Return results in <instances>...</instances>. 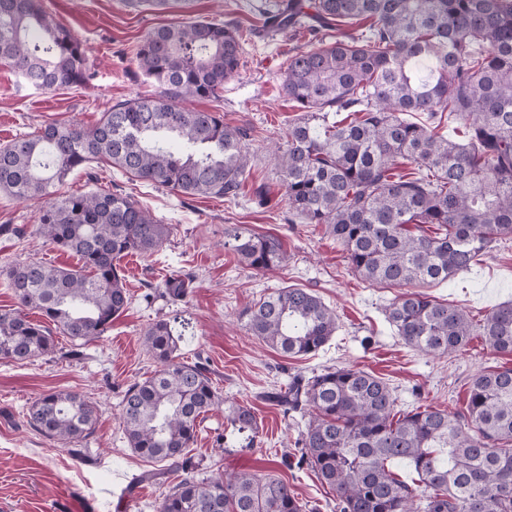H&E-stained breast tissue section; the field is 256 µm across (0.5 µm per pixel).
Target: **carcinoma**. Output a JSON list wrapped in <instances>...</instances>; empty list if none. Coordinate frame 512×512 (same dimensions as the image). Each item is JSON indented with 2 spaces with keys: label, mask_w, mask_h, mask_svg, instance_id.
Returning <instances> with one entry per match:
<instances>
[{
  "label": "carcinoma",
  "mask_w": 512,
  "mask_h": 512,
  "mask_svg": "<svg viewBox=\"0 0 512 512\" xmlns=\"http://www.w3.org/2000/svg\"><path fill=\"white\" fill-rule=\"evenodd\" d=\"M306 18L330 35L289 55L282 78L303 112L288 122L275 157L288 213L324 225L360 279L408 289L385 308L408 346L444 357L479 336L512 355V302L476 319L423 291L512 238V0H287L265 24L283 31ZM357 21L366 22L359 34L341 32ZM243 53L232 22L154 29L136 61L159 94L113 105L92 128L49 123L0 146V191L42 202L39 233L78 260L74 268H10L17 307L0 310L1 360L52 352L55 330L77 348L103 336L130 303L120 260L154 254L170 233L122 193L55 196L74 169L105 159L184 196L239 194L247 131L182 103L219 98ZM0 61L41 90L88 82L84 44L43 0H0ZM330 112L354 119L331 123ZM412 112L429 122L408 120ZM445 113L463 139L438 132ZM403 160L417 172L395 174ZM231 247L259 272L287 260L274 235H236ZM163 287L174 300L186 295L180 276ZM243 315L252 335L287 357L317 353L337 329L335 311L308 288H278ZM180 341L164 320L148 327L143 345L159 369L129 385L121 403L133 452L161 463L158 474L177 475L160 512H307L276 475L199 471L190 456L198 419L220 397L209 367L182 359ZM269 399L308 411L302 462L336 492L338 512H512V367L474 375L466 410L453 414L423 404L399 410L383 378L351 367L297 375ZM26 418L63 444L90 435L96 420L91 402L64 391L40 394ZM227 420L240 432L258 430L244 405H230ZM395 460L418 479H400L388 467Z\"/></svg>",
  "instance_id": "cac0c4a2"
}]
</instances>
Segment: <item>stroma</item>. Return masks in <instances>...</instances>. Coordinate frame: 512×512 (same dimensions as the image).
I'll return each instance as SVG.
<instances>
[{
	"label": "stroma",
	"mask_w": 512,
	"mask_h": 512,
	"mask_svg": "<svg viewBox=\"0 0 512 512\" xmlns=\"http://www.w3.org/2000/svg\"><path fill=\"white\" fill-rule=\"evenodd\" d=\"M56 21L88 48L92 74L86 86L38 90L10 66L0 63V146L46 123L96 125L116 103L157 95L158 87L138 69L135 52L151 30L182 22H232L244 40L243 65L227 81L219 99L199 101L225 123L251 130L250 167L237 198L186 197L158 188L132 174L94 161L73 171L61 194L106 190L133 196L172 231L150 257L120 261L131 302L112 329L72 354L66 337L53 354L33 362L0 360V512H158L164 484L140 481L152 465L130 448L120 424V404L132 383L152 375L155 360L142 345L145 330L159 320L188 324L180 353L189 362L207 363L221 404L205 414L192 454L204 473H268L288 481L314 512H336V494L323 487L299 458L306 416L284 412L271 393L293 376L311 377L328 368L351 366L382 377L409 410L430 404L464 411L468 381L489 366L512 365L480 339L460 351L434 357L397 336L385 318L398 289L372 286L355 277L348 260L324 226L289 222L285 191L271 149L284 141L298 111L281 91L290 54L310 48L307 31L269 33L264 27L277 0H179L165 10L136 8L129 0H44ZM274 186L276 197L258 202L256 188ZM39 201L22 202L0 191V309L15 306L7 270L40 260L73 267L77 259L36 232ZM278 235L288 260L256 272L241 264L227 241L234 232ZM184 274L191 283L183 300L164 292L166 276ZM311 289L335 309L338 328L318 353L287 358L253 336L244 310L273 289ZM429 295L482 317L512 300V239L492 244L470 269ZM47 391L83 395L97 408L94 431L76 441V453L31 429L26 413ZM230 404L251 407L258 431L253 438L232 430L224 418Z\"/></svg>",
	"instance_id": "35a3bbf8"
}]
</instances>
